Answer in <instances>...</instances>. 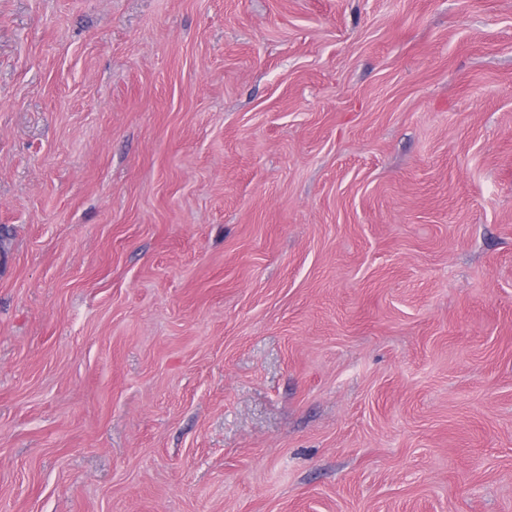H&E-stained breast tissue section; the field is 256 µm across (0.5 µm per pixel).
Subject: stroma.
<instances>
[{"label":"stroma","instance_id":"stroma-1","mask_svg":"<svg viewBox=\"0 0 512 512\" xmlns=\"http://www.w3.org/2000/svg\"><path fill=\"white\" fill-rule=\"evenodd\" d=\"M0 512H512V0H0Z\"/></svg>","mask_w":512,"mask_h":512}]
</instances>
